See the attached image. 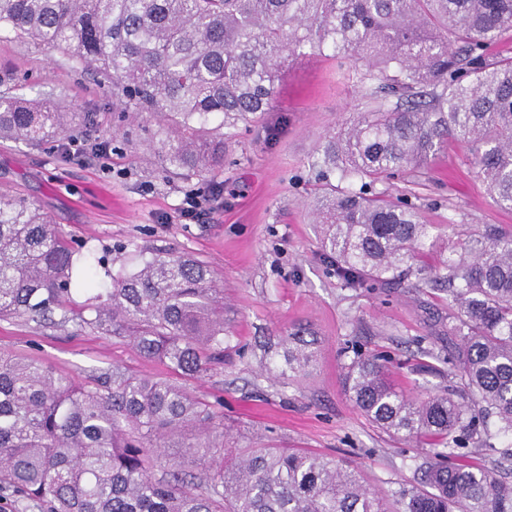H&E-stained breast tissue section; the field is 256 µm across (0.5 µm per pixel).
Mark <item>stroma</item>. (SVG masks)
<instances>
[{
	"instance_id": "stroma-1",
	"label": "stroma",
	"mask_w": 512,
	"mask_h": 512,
	"mask_svg": "<svg viewBox=\"0 0 512 512\" xmlns=\"http://www.w3.org/2000/svg\"><path fill=\"white\" fill-rule=\"evenodd\" d=\"M362 62L309 54L290 66L268 112L238 126L217 177L223 193L200 224H184L179 207L197 181L163 172L146 134L131 128L112 154L111 172L54 150L0 139V192L35 202L54 223L90 247L111 248L112 270L137 267L140 252L189 253L207 263L224 288L228 337L224 364L185 383L194 397L219 404L229 448H304L358 466L376 492L417 483L430 456L428 439H399L355 406L343 384L352 351L389 352L391 378L406 394L425 398L448 385L447 336L434 354L416 341L448 312V294L421 287L420 276L376 288H353L325 261L319 245L318 199L327 187L310 167L339 124L369 107L355 82ZM0 77L14 96L78 109L110 141L121 106L112 87L84 74L62 50L0 38ZM468 145L448 140L419 183L394 178L387 194H411L434 248L415 261L432 275L487 226L512 232V209L499 205L470 164ZM315 342L307 371L281 377V339L297 329ZM0 352L33 357L56 374L86 385L113 370L171 378L143 357L129 337L77 322L0 320Z\"/></svg>"
}]
</instances>
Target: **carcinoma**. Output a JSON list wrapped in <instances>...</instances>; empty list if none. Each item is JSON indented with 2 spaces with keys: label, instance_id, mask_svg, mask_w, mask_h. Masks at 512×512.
<instances>
[{
  "label": "carcinoma",
  "instance_id": "1",
  "mask_svg": "<svg viewBox=\"0 0 512 512\" xmlns=\"http://www.w3.org/2000/svg\"><path fill=\"white\" fill-rule=\"evenodd\" d=\"M505 30L512 0H0V36L66 51L156 120L166 172L203 183L224 169L232 130L270 109L287 63L315 49L364 62L375 106L311 162L331 187L321 250L353 288L394 282L425 252L430 225L411 198L375 187L422 168L448 139L471 145L476 173L512 208V56L487 55ZM92 126L84 112L0 92V137L42 147ZM445 270L422 281L448 285L438 324L457 338L447 363L458 374L443 393L398 390L384 355L355 351L346 365L362 413L394 437L437 445L419 465L423 485L395 490L394 508L357 467L300 448H242L224 462L214 406L168 379L114 370L77 387L5 354L0 491L40 512H512V484L455 453L491 416L512 433V232L487 227ZM57 311L131 337L183 376L224 361V290L205 262L160 252L114 274L112 251L97 255L35 204L0 194V318L41 323ZM312 347L288 337L281 375L304 370ZM169 448L209 459V473L185 470ZM162 465L168 477L157 479Z\"/></svg>",
  "mask_w": 512,
  "mask_h": 512
}]
</instances>
